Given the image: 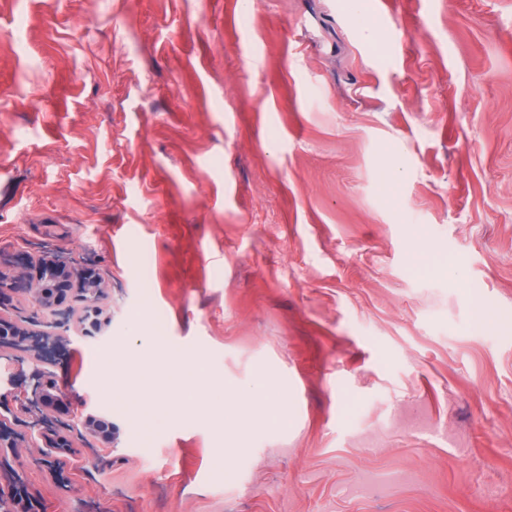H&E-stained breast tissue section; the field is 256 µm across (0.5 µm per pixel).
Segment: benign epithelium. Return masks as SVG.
<instances>
[{"label": "benign epithelium", "mask_w": 512, "mask_h": 512, "mask_svg": "<svg viewBox=\"0 0 512 512\" xmlns=\"http://www.w3.org/2000/svg\"><path fill=\"white\" fill-rule=\"evenodd\" d=\"M37 268L34 276L29 267ZM17 274L5 284L0 281V295L6 290L22 291L40 311H49L58 317L56 327L69 324L82 329L84 335L92 336L109 322L104 305L109 284L92 268L79 267L61 254H30L17 256L14 261ZM62 342V337L47 330V325L30 318L12 319L0 315V354L12 350L16 371L27 376L24 390L0 393V406L11 398L20 410L29 415L25 426L37 432L35 448L39 459L48 468L60 465L61 455L74 447V439L95 438L112 442L114 425L107 412L72 413L66 419L56 415L60 404L61 389L52 380L51 373L41 367L52 351ZM0 447L12 449V459L23 467V452L19 444L0 420ZM33 503L28 501L22 483L15 480L14 494L4 497L0 489V512H33Z\"/></svg>", "instance_id": "obj_1"}]
</instances>
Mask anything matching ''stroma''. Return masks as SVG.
<instances>
[{
  "instance_id": "1",
  "label": "stroma",
  "mask_w": 512,
  "mask_h": 512,
  "mask_svg": "<svg viewBox=\"0 0 512 512\" xmlns=\"http://www.w3.org/2000/svg\"><path fill=\"white\" fill-rule=\"evenodd\" d=\"M41 246L112 286L51 368L116 432L40 512H512V0H0Z\"/></svg>"
}]
</instances>
